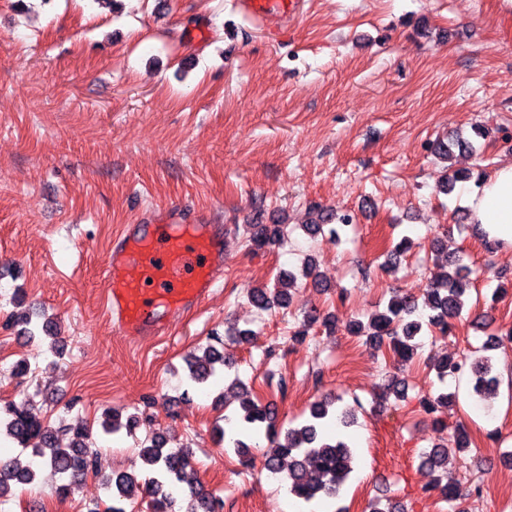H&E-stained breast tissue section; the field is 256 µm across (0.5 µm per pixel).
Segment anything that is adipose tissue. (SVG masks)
Returning <instances> with one entry per match:
<instances>
[{"mask_svg": "<svg viewBox=\"0 0 512 512\" xmlns=\"http://www.w3.org/2000/svg\"><path fill=\"white\" fill-rule=\"evenodd\" d=\"M471 218L502 246L512 248V163L497 166L470 199Z\"/></svg>", "mask_w": 512, "mask_h": 512, "instance_id": "adipose-tissue-1", "label": "adipose tissue"}]
</instances>
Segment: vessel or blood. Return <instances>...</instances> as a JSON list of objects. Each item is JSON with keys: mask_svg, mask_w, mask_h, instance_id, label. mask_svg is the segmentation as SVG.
Instances as JSON below:
<instances>
[{"mask_svg": "<svg viewBox=\"0 0 512 512\" xmlns=\"http://www.w3.org/2000/svg\"><path fill=\"white\" fill-rule=\"evenodd\" d=\"M298 0H241L242 12L262 22L296 13ZM224 248L207 224H159L150 235L119 236L100 276L107 294L104 311L131 339L161 336L158 307L184 309L202 303L214 286L213 271Z\"/></svg>", "mask_w": 512, "mask_h": 512, "instance_id": "1", "label": "vessel or blood"}]
</instances>
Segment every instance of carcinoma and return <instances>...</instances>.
<instances>
[{
    "label": "carcinoma",
    "mask_w": 512,
    "mask_h": 512,
    "mask_svg": "<svg viewBox=\"0 0 512 512\" xmlns=\"http://www.w3.org/2000/svg\"><path fill=\"white\" fill-rule=\"evenodd\" d=\"M478 146L459 135L448 138V142H439L433 151L446 162H452L455 152H474ZM486 171L477 169H455L445 177L441 190L445 194L454 191L456 184L474 181L481 185ZM352 226V217L348 214L337 215L319 209L316 217L302 225L310 236L324 232L338 239ZM247 238L251 248L259 251L278 244L284 237L282 224H248ZM412 248V240L403 236L387 252L385 268L397 267L400 258ZM469 268L462 259L448 260V268L429 281L422 292L402 293L393 291L383 310L371 314L367 320L354 319L345 330L347 333L364 338V343L383 352L397 366L404 367L413 362L419 343L416 339L424 332L438 333L442 336L451 332L454 322L461 318L466 293L463 280ZM297 286V276L292 272H280L273 285H253L246 288L248 302L261 312L275 308H285L292 301V290ZM21 333L30 341L40 340L39 333H54V323L47 321L38 326L32 318H21ZM335 327V321L315 307L302 313L293 338L302 340L315 324ZM251 335L248 329L229 326L224 336H215L203 349L202 355L186 359L185 375L188 383L203 385L209 381L225 380L226 372L231 370L235 361L224 353L226 343H242ZM512 343V326L500 325L493 330L482 345L485 355L470 359L467 355L457 358H445L435 364L433 369L439 381L456 383L464 380L472 397L485 401L496 394L500 386V377L496 373L494 358L490 352L497 350L503 343ZM234 384L241 389L239 410L224 416L225 427L218 429V435L232 443L239 461L246 465L250 445L247 439L264 434L271 443L264 455V467L274 474L287 470L290 493L297 499L309 502L322 496H337L353 472L356 455L345 436L337 433L325 434L331 426L349 427L355 419L356 410L363 408L359 399H353V405L343 408L337 406L338 399L328 394L317 397L309 406V416L296 426L279 429L276 425V408L272 402H263L254 396L246 384L234 378ZM406 396L405 382L396 377L388 380L375 398L376 405L382 407L390 398L401 401ZM456 398V392L444 387L435 397H425L420 404L427 413H434L440 407H446ZM137 421L131 415L121 422L119 411L112 410V416L103 424V432L117 434L124 430L132 434ZM0 435L12 439L26 448L33 440L37 445L34 455L43 466L51 468L61 479L57 490L61 494L71 492L73 485L88 474H98L96 452L91 449L92 431L84 426L73 428L70 443L62 447L57 442L49 422L33 415L24 403L0 400ZM448 444L437 443L425 454L424 463L432 470L446 467L448 463ZM140 454L147 467V475L119 473L105 479L106 488L112 490V506L105 512H126L124 504L145 501L152 512H172L177 499L187 501L184 512H223L224 502L207 492L201 486L188 485L183 488L187 469L191 467V458L182 448L167 447V438L161 432L146 434L140 443ZM37 469L31 466L21 467L13 458L0 457V497L13 485H27L34 481Z\"/></svg>",
    "instance_id": "cac0c4a2"
}]
</instances>
